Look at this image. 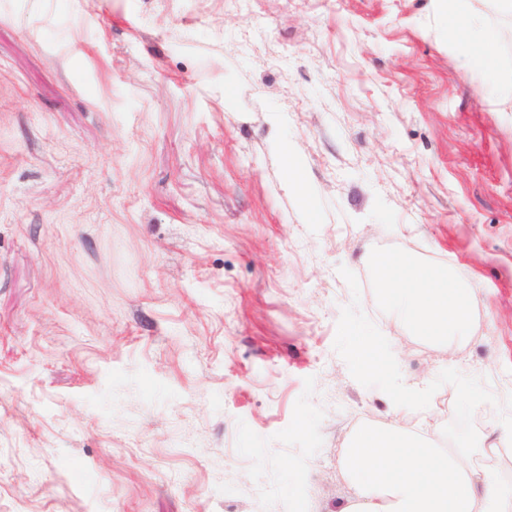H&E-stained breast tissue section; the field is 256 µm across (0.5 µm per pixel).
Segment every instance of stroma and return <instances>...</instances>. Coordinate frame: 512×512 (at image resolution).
I'll list each match as a JSON object with an SVG mask.
<instances>
[{"label":"stroma","instance_id":"35a3bbf8","mask_svg":"<svg viewBox=\"0 0 512 512\" xmlns=\"http://www.w3.org/2000/svg\"><path fill=\"white\" fill-rule=\"evenodd\" d=\"M398 250L474 288L454 357L377 298ZM361 332L500 435L512 101L436 0H0V512H340L394 418Z\"/></svg>","mask_w":512,"mask_h":512}]
</instances>
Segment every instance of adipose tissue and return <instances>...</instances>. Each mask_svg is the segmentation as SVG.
Returning a JSON list of instances; mask_svg holds the SVG:
<instances>
[{
  "mask_svg": "<svg viewBox=\"0 0 512 512\" xmlns=\"http://www.w3.org/2000/svg\"><path fill=\"white\" fill-rule=\"evenodd\" d=\"M443 22L465 65L480 68L499 93L512 98V81L500 78L498 43L512 37V0H443ZM377 291L393 317L431 348L453 351L474 329L475 293L453 274L399 252L376 260ZM499 441L472 438L441 450L417 428L394 422L362 426L340 456L354 488L341 512H512V482L476 467L473 454L490 457Z\"/></svg>",
  "mask_w": 512,
  "mask_h": 512,
  "instance_id": "obj_1",
  "label": "adipose tissue"
}]
</instances>
